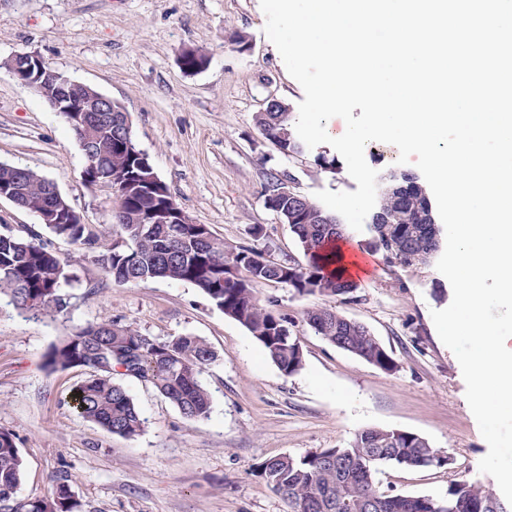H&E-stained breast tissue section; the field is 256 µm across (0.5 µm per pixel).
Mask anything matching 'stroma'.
Returning <instances> with one entry per match:
<instances>
[{
  "label": "stroma",
  "mask_w": 512,
  "mask_h": 512,
  "mask_svg": "<svg viewBox=\"0 0 512 512\" xmlns=\"http://www.w3.org/2000/svg\"><path fill=\"white\" fill-rule=\"evenodd\" d=\"M260 0H0V162L51 179L100 236L112 235L111 190L85 182L86 158L58 112L18 83L4 60L41 56L71 80L89 85L128 112L138 147L194 222L226 244L303 261L288 224L266 204L270 175L290 179L307 198L357 184L335 149L320 144L288 156L255 124L268 98L291 107L301 85L264 32ZM203 52L198 72L180 62ZM336 161L321 169L318 155ZM262 225L253 237V225ZM39 231L64 259L75 283L62 286L68 308L38 317L0 301V428L13 432L25 463L20 494L40 498L67 474L84 512H289L258 466L288 454L346 447L366 428L425 438L453 459L427 469L382 466L379 491L443 498L450 485L479 481L488 445L468 405L454 353L439 338L432 311L446 308L451 285L435 265L404 267L372 250L370 230H349L368 263L350 300L331 305L367 326L398 364L393 373L316 335L303 320L319 296L288 285H258L261 299L292 319L304 355L290 376L268 361L250 332L191 284L155 279L117 285L77 246L46 230L38 215L0 200V234ZM100 317H112L166 341L192 335L216 353L201 380L211 396L208 418H185L153 388L114 375L146 420L127 439L79 416L72 386L88 377L76 367L52 371V344Z\"/></svg>",
  "instance_id": "stroma-1"
}]
</instances>
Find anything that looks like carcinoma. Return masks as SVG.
Wrapping results in <instances>:
<instances>
[{
  "instance_id": "carcinoma-1",
  "label": "carcinoma",
  "mask_w": 512,
  "mask_h": 512,
  "mask_svg": "<svg viewBox=\"0 0 512 512\" xmlns=\"http://www.w3.org/2000/svg\"><path fill=\"white\" fill-rule=\"evenodd\" d=\"M181 63L188 71L207 64L199 52L183 51ZM100 113L89 134L98 150V163L121 183L137 182L148 155H131L122 149L117 129ZM260 133L290 156L300 155L304 144L294 133L289 104L255 117ZM396 180L418 184V191L401 196L390 188ZM0 182L21 187L18 206L27 210L54 208L65 219L48 224L55 236L76 244L119 285L168 278L187 282L206 295L224 315L244 326L261 345L267 360L286 376L303 367V352L292 336V320L262 301L257 285L286 284L299 296L349 297L358 285L328 270L335 259L329 245L346 233V225L309 198L292 192L283 197L281 182L268 187V199L281 200V216L303 249L306 261H272L255 247H229L212 232L196 224H163L159 212L176 203L167 189L145 193L128 189L121 213L112 214V239L86 230L79 213L63 196L51 194L53 181L37 172L0 163ZM369 229L374 247L401 266H426L441 247L427 190L408 172H392L380 190ZM124 244H117V240ZM67 279L65 264L28 228L26 235H0V295L15 308L37 314L60 313L67 298L59 293ZM305 323L329 344L343 349L386 373L397 369L392 355L360 322L348 323L337 309L318 305L304 312ZM215 352L197 336H177L160 341L116 319L102 317L76 329L52 345L46 355L51 370L85 367L90 377L71 393L72 407L84 419L124 438L140 435L145 419L127 390L112 381L120 373L151 386L189 419L210 413V396L200 382ZM438 450L414 433L368 428L358 432L344 448H325L301 458L275 456L259 465L267 485L288 501L291 512H487L500 502L488 487L462 481L448 488L445 499L430 496L385 494L375 486V475L385 464L427 468L434 466ZM24 459L16 436L0 429V512H82L69 479L59 476L51 492L41 498L19 495Z\"/></svg>"
}]
</instances>
